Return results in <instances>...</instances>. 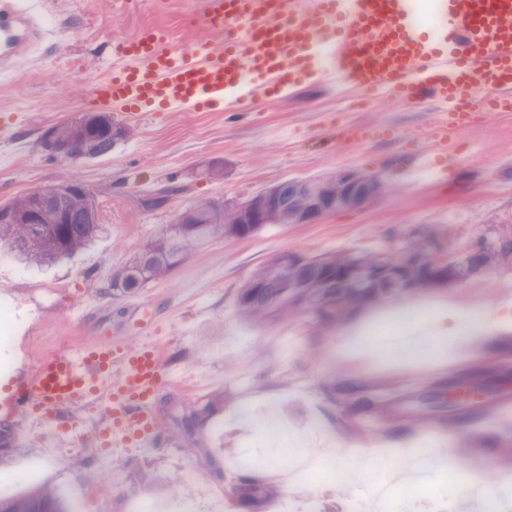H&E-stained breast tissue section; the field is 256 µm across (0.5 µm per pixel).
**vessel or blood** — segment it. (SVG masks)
Here are the masks:
<instances>
[{"label":"vessel or blood","mask_w":512,"mask_h":512,"mask_svg":"<svg viewBox=\"0 0 512 512\" xmlns=\"http://www.w3.org/2000/svg\"><path fill=\"white\" fill-rule=\"evenodd\" d=\"M204 38L174 47L159 28L119 44L120 59L85 84L87 99L130 112L238 111L274 103L300 86L337 88L349 100L428 107V148L407 179L442 183L459 168L448 133L472 113L512 112V0H199ZM47 0H0V85L15 82L35 47L55 45ZM164 364L148 343L88 342L41 359L9 398L17 410L71 429L74 409L94 398L106 420L102 448H164L154 402Z\"/></svg>","instance_id":"obj_1"}]
</instances>
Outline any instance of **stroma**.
Segmentation results:
<instances>
[{
	"label": "stroma",
	"mask_w": 512,
	"mask_h": 512,
	"mask_svg": "<svg viewBox=\"0 0 512 512\" xmlns=\"http://www.w3.org/2000/svg\"><path fill=\"white\" fill-rule=\"evenodd\" d=\"M57 48H38L15 85L0 87V114L23 118L16 137L0 141V204L48 189L71 176L95 196L109 232L63 263L22 266L0 253V360L18 378L37 362L41 338H124L163 352L169 383L158 394L159 426L178 436L168 448H127L117 464L92 455L105 413L75 414L83 446L15 413L0 385V428L13 449L0 463V497L48 486L73 512H276L295 494L313 512H349L364 495L355 479L336 485L282 465L265 438L277 412L302 445L327 439L356 457L387 458L415 450L432 458L455 443L462 470L414 486L408 499L382 502L379 512H431L433 490L472 512L468 488L498 498L512 512V432L490 427L472 438L466 424L512 398V261L461 283L403 289L387 299L337 315L320 326L308 307L285 320L255 322L239 311L242 285L275 255L308 258L347 251L386 252L426 232L444 257L468 253L512 224V113L480 112L452 132L448 147L463 160L448 183H410L402 176L417 149L427 147L426 107L367 104L343 111L317 89L284 103H253L241 112H146L115 115L129 131L107 154L74 162L46 151L44 133L91 107L72 82L106 74L113 43L145 26L164 28L175 44L193 35L190 0H51ZM380 127L360 145L342 140L344 121ZM353 171L381 178L388 191L371 201L325 213L305 224H269L243 238H217L187 255L167 277L129 292L112 290L113 273L160 239L186 210L205 203L231 206L271 187ZM151 308L130 313L127 302ZM407 319L406 335L431 336V356H401L388 328ZM211 407L204 425L186 433L185 412ZM195 466L199 481L183 472ZM110 483L103 490L90 472ZM277 488L276 497L244 508L233 489L240 477ZM224 487L214 504L211 485Z\"/></svg>",
	"instance_id": "stroma-1"
}]
</instances>
